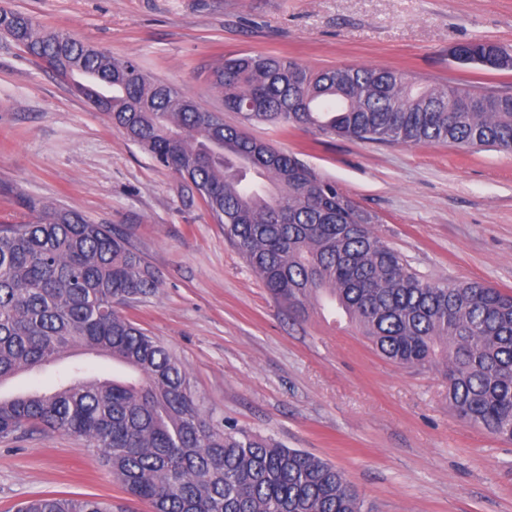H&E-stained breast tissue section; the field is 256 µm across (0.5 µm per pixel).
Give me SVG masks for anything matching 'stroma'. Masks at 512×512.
Returning <instances> with one entry per match:
<instances>
[{"label":"stroma","mask_w":512,"mask_h":512,"mask_svg":"<svg viewBox=\"0 0 512 512\" xmlns=\"http://www.w3.org/2000/svg\"><path fill=\"white\" fill-rule=\"evenodd\" d=\"M182 87L225 125L298 153L361 207L429 282L512 293V152L286 133L224 109L211 72L264 52L320 70L391 67L436 84L512 93V70L451 60L472 40L512 46V0H0ZM49 202L120 227L156 273L123 312L183 362L215 425L230 421L327 459L379 512H512V442L462 421L434 369L381 356L348 321L277 302L170 171L71 83L0 35V223ZM150 512L64 432L0 441V512L47 494Z\"/></svg>","instance_id":"1"}]
</instances>
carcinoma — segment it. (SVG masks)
Instances as JSON below:
<instances>
[{"instance_id":"1","label":"carcinoma","mask_w":512,"mask_h":512,"mask_svg":"<svg viewBox=\"0 0 512 512\" xmlns=\"http://www.w3.org/2000/svg\"><path fill=\"white\" fill-rule=\"evenodd\" d=\"M0 32L73 80L203 202L272 297L296 311L326 296L385 358L435 369L464 422L512 441V295L481 282L424 280L375 229L379 218L295 154L224 125L175 85L32 19L0 12ZM488 70L512 48L458 44ZM224 109L286 132L408 147L512 150V94L428 85L385 67L314 71L265 53L212 71ZM0 224V385L74 350L112 360L110 378L72 364L51 391L0 396V438L62 431L97 449L152 512H373L328 461L224 422L210 423L182 361L120 307L160 282L126 234L53 204ZM16 512H112L51 494Z\"/></svg>"}]
</instances>
